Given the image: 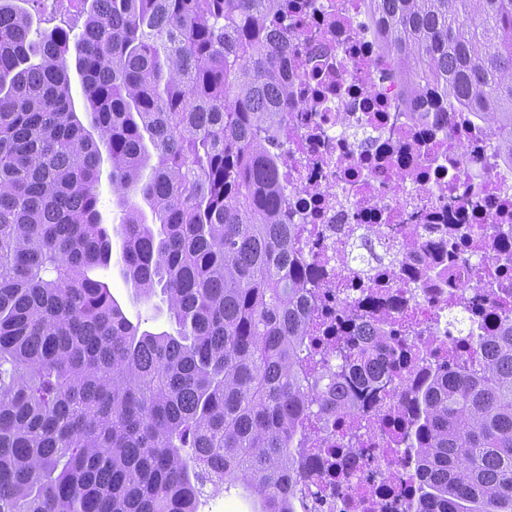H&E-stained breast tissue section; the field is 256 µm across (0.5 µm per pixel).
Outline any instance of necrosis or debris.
<instances>
[{
	"label": "necrosis or debris",
	"mask_w": 512,
	"mask_h": 512,
	"mask_svg": "<svg viewBox=\"0 0 512 512\" xmlns=\"http://www.w3.org/2000/svg\"><path fill=\"white\" fill-rule=\"evenodd\" d=\"M293 38L294 96L282 135L288 221L320 271L321 347L364 338L379 318L401 331L407 389L435 361L426 339L479 357L512 315V162L499 136L453 103L410 94L385 63L362 0H281ZM372 263L369 287L342 266L348 248ZM365 312L349 324L342 306ZM410 408L375 415L369 440L344 445L327 417L326 447L306 458L299 512H412L416 479L403 435Z\"/></svg>",
	"instance_id": "obj_1"
}]
</instances>
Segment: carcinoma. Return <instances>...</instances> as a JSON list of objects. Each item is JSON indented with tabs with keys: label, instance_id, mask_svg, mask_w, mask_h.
Returning a JSON list of instances; mask_svg holds the SVG:
<instances>
[{
	"label": "carcinoma",
	"instance_id": "cac0c4a2",
	"mask_svg": "<svg viewBox=\"0 0 512 512\" xmlns=\"http://www.w3.org/2000/svg\"><path fill=\"white\" fill-rule=\"evenodd\" d=\"M28 2L0 0V512H198L206 465L295 512L317 415L363 419L330 388L354 362L393 381L373 348L397 346L311 350L280 0H80L79 33ZM363 2L413 91L486 121L512 160V0ZM113 263L135 301L161 290L175 332L127 316L94 275ZM396 400L414 512H512V319L480 363L445 355ZM108 165H104L103 174L101 177L100 191L102 193L100 212L102 215L103 223L105 224H118L121 216V208L118 206L116 196H112V191L108 180Z\"/></svg>",
	"mask_w": 512,
	"mask_h": 512
}]
</instances>
